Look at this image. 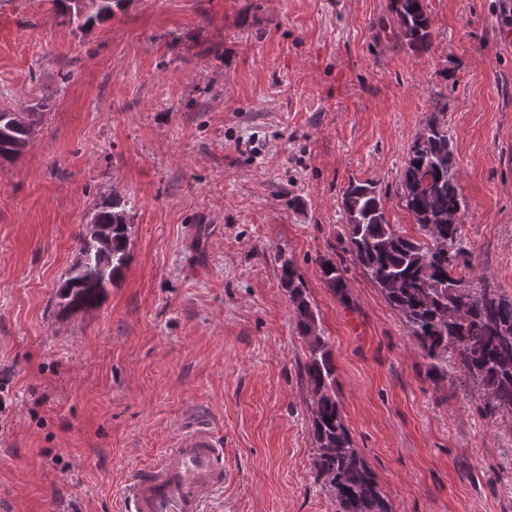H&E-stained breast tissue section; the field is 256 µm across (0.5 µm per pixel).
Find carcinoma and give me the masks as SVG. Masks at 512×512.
<instances>
[{"instance_id": "obj_1", "label": "carcinoma", "mask_w": 512, "mask_h": 512, "mask_svg": "<svg viewBox=\"0 0 512 512\" xmlns=\"http://www.w3.org/2000/svg\"><path fill=\"white\" fill-rule=\"evenodd\" d=\"M66 23L83 30L122 10L125 0H60ZM394 7L412 48L424 50L430 41L425 0H394ZM41 117L28 112L19 120L0 105V160L14 161ZM448 122L433 113L414 138L403 166L401 202L423 240L402 236L386 219L383 196L370 183L349 181L342 193L347 244L352 264L380 290L402 317L426 360V374L445 379L460 371L478 385L486 418L512 414V300L482 277L468 278L460 267L471 266L463 246L461 213L464 200L455 178L456 160ZM127 202L102 196L90 223L110 228L104 238L82 237L79 251L91 261L67 273L62 296L67 305H97L121 276L129 260ZM326 284L346 298L348 267L320 262ZM282 286L288 291L300 335L309 356L304 374L313 394L314 468L336 496L340 512H393L373 471L354 446L335 397V371L328 342L321 336L317 313L306 296L301 275L291 261L281 264Z\"/></svg>"}]
</instances>
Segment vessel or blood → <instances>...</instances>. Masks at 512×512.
<instances>
[{
  "instance_id": "vessel-or-blood-1",
  "label": "vessel or blood",
  "mask_w": 512,
  "mask_h": 512,
  "mask_svg": "<svg viewBox=\"0 0 512 512\" xmlns=\"http://www.w3.org/2000/svg\"><path fill=\"white\" fill-rule=\"evenodd\" d=\"M224 483V442L211 419H184L168 448L127 480V512H202L203 502Z\"/></svg>"
}]
</instances>
